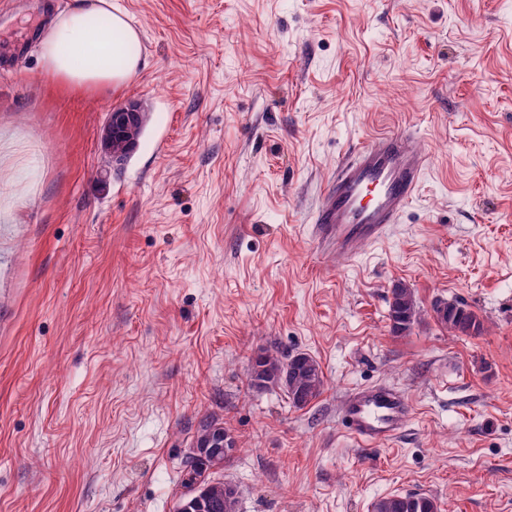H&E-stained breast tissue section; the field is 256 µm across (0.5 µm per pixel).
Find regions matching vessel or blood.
I'll use <instances>...</instances> for the list:
<instances>
[{"label": "vessel or blood", "mask_w": 512, "mask_h": 512, "mask_svg": "<svg viewBox=\"0 0 512 512\" xmlns=\"http://www.w3.org/2000/svg\"><path fill=\"white\" fill-rule=\"evenodd\" d=\"M406 129L378 133L362 141L352 157L338 165L313 215L318 244L332 245L347 256L358 241L382 239L414 201L427 157ZM412 411L408 398L383 385L351 392L341 408L351 437L368 444L393 440Z\"/></svg>", "instance_id": "1"}]
</instances>
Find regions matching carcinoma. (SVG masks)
Here are the masks:
<instances>
[{"instance_id":"1","label":"carcinoma","mask_w":512,"mask_h":512,"mask_svg":"<svg viewBox=\"0 0 512 512\" xmlns=\"http://www.w3.org/2000/svg\"><path fill=\"white\" fill-rule=\"evenodd\" d=\"M145 131L140 127L133 133L117 138L112 150L120 154L122 163L113 168L122 171ZM433 319L448 331L464 336L478 335L484 325L478 315L458 302L437 300L432 304ZM421 313L414 291L399 282L391 289L389 320L391 332L403 335L410 330ZM248 383L255 388H279L298 409L309 406L323 392L325 381L318 372L317 361L307 353L281 356L271 350L258 351L248 366ZM195 445L201 457L184 461V485L188 493L180 501L185 507L194 499L200 500V509L192 512H237V490L217 478L237 448L235 437L218 419L209 417L199 423ZM372 512H440L437 501L422 494H395L378 499Z\"/></svg>"}]
</instances>
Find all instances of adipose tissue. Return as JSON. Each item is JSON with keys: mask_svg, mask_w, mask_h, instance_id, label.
Masks as SVG:
<instances>
[{"mask_svg": "<svg viewBox=\"0 0 512 512\" xmlns=\"http://www.w3.org/2000/svg\"><path fill=\"white\" fill-rule=\"evenodd\" d=\"M44 72L74 89L112 88L140 65L139 33L112 0H75L38 46Z\"/></svg>", "mask_w": 512, "mask_h": 512, "instance_id": "1", "label": "adipose tissue"}]
</instances>
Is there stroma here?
Listing matches in <instances>:
<instances>
[{
	"label": "stroma",
	"mask_w": 512,
	"mask_h": 512,
	"mask_svg": "<svg viewBox=\"0 0 512 512\" xmlns=\"http://www.w3.org/2000/svg\"><path fill=\"white\" fill-rule=\"evenodd\" d=\"M142 59L122 88L65 89L37 44L0 71V512H175L203 417L239 448L238 512H371L421 493L512 512V0H117ZM0 0V44L37 23ZM148 121L107 183L104 116ZM413 132L428 165L384 240L349 261L312 217L359 141ZM431 317L403 336L394 284ZM306 352L303 409L250 358ZM384 384L414 411L391 442L341 403ZM431 312L437 324L455 335H478L484 330L479 316L458 302L436 300Z\"/></svg>",
	"instance_id": "35a3bbf8"
}]
</instances>
